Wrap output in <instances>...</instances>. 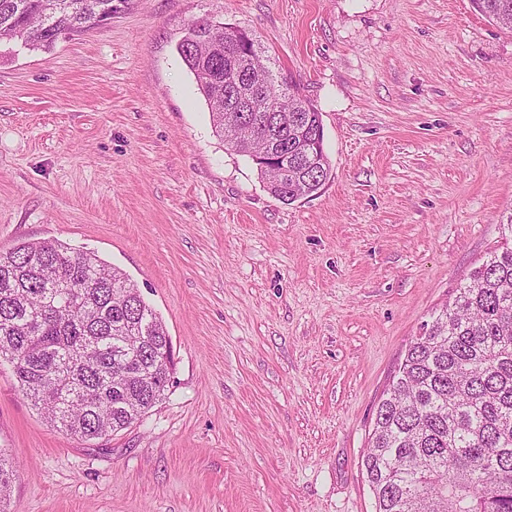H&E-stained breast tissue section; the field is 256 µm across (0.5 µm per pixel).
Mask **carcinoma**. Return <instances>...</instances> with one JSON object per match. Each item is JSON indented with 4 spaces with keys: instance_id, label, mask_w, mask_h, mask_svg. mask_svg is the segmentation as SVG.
Listing matches in <instances>:
<instances>
[{
    "instance_id": "cac0c4a2",
    "label": "carcinoma",
    "mask_w": 512,
    "mask_h": 512,
    "mask_svg": "<svg viewBox=\"0 0 512 512\" xmlns=\"http://www.w3.org/2000/svg\"><path fill=\"white\" fill-rule=\"evenodd\" d=\"M113 0H0V34L32 51L87 30L91 15L112 16ZM492 25L512 32V0H471ZM203 20L188 25L177 50L234 151L253 156L251 123L224 126L227 62L250 46ZM293 79L263 102L292 108ZM285 202L328 179L324 148L275 185ZM504 243L457 289L452 303L410 344L377 407L363 466L376 512H512V216ZM0 359L20 391L56 430L96 439L136 423L165 396L174 367L171 339L138 288L93 252L47 240L0 251ZM18 472L0 449V512Z\"/></svg>"
}]
</instances>
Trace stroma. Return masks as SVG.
I'll use <instances>...</instances> for the list:
<instances>
[{
  "label": "stroma",
  "instance_id": "35a3bbf8",
  "mask_svg": "<svg viewBox=\"0 0 512 512\" xmlns=\"http://www.w3.org/2000/svg\"><path fill=\"white\" fill-rule=\"evenodd\" d=\"M251 33L318 108L330 176L274 197L177 51ZM512 215V33L470 0H131L0 44V250L59 240L166 325L165 398L90 441L0 365L8 512H375L363 458L410 342Z\"/></svg>",
  "mask_w": 512,
  "mask_h": 512
}]
</instances>
